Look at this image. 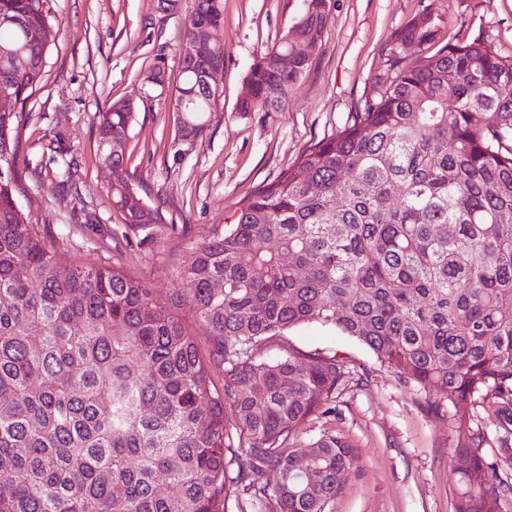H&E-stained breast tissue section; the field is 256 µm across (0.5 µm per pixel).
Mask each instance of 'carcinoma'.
I'll list each match as a JSON object with an SVG mask.
<instances>
[{
  "mask_svg": "<svg viewBox=\"0 0 512 512\" xmlns=\"http://www.w3.org/2000/svg\"><path fill=\"white\" fill-rule=\"evenodd\" d=\"M327 2L303 0L251 67L239 111L285 107L310 59L280 58L295 40L322 45ZM223 23V0H192L186 40L216 42ZM57 33L51 0H0V92L18 104L0 112V512H330L353 447L299 433L335 412L353 372L287 344L310 323L433 388L428 408L448 416L451 455L467 461L452 470L456 512H512V445L489 459L467 412L493 403L512 435V55L477 36L405 66L399 44L437 34L435 16H414L351 123L192 245L160 296L120 265L63 261L20 204L24 110ZM16 50L26 73L12 69ZM210 66L224 59L181 60L183 144L220 111V85L199 78ZM133 121L127 99L99 113L100 157L118 166L109 194L127 223L157 224L121 175L125 154L109 156Z\"/></svg>",
  "mask_w": 512,
  "mask_h": 512,
  "instance_id": "carcinoma-1",
  "label": "carcinoma"
}]
</instances>
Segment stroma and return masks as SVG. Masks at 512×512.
<instances>
[{"label": "stroma", "mask_w": 512, "mask_h": 512, "mask_svg": "<svg viewBox=\"0 0 512 512\" xmlns=\"http://www.w3.org/2000/svg\"><path fill=\"white\" fill-rule=\"evenodd\" d=\"M191 0H54L61 23L46 76L25 108L21 132L32 210L53 239L87 266L120 263L159 291L192 243L203 241L249 195L287 170L315 143L344 127L385 67L396 31L417 14L438 19L434 42L404 62L447 44L483 37L493 55L512 54V0H330L323 42L280 112H242L238 102L257 57L300 16L302 0H224L226 48L220 111L193 144H174L172 101ZM167 83H149L152 68ZM132 100L135 120L126 176L160 224H127L108 194L112 172L98 156L99 112ZM76 162L77 192L57 187L51 147ZM303 350L347 358L357 379L336 413L305 425L303 441L333 432L355 450L331 512H455L448 423L428 411L356 339L318 324L289 332Z\"/></svg>", "instance_id": "1"}]
</instances>
